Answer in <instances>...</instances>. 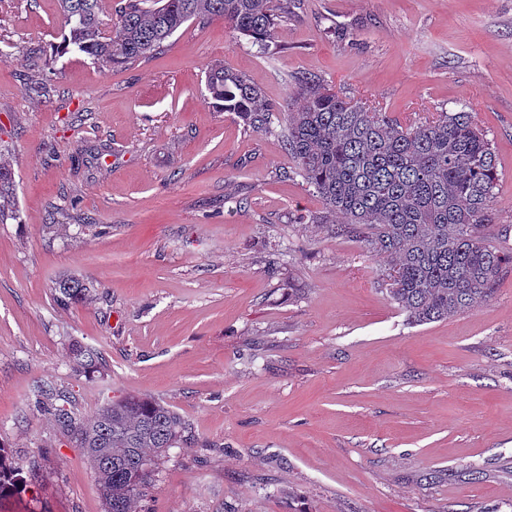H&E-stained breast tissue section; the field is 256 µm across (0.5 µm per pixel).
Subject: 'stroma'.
Here are the masks:
<instances>
[{
    "label": "stroma",
    "instance_id": "1",
    "mask_svg": "<svg viewBox=\"0 0 512 512\" xmlns=\"http://www.w3.org/2000/svg\"><path fill=\"white\" fill-rule=\"evenodd\" d=\"M292 6L269 52L194 20L109 68L60 51L57 0H0L20 217L0 224V444L28 472L0 512H104L40 383L86 415L138 395L190 420L202 449L159 459L142 512H512V269L488 304L411 323L383 262L317 224L278 136L205 86L221 62L276 104L309 72L404 124L474 113L499 172L489 238L512 252V0ZM71 275L97 290L64 310ZM76 343L103 368L78 372Z\"/></svg>",
    "mask_w": 512,
    "mask_h": 512
}]
</instances>
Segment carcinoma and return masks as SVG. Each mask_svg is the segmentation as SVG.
<instances>
[{
    "mask_svg": "<svg viewBox=\"0 0 512 512\" xmlns=\"http://www.w3.org/2000/svg\"><path fill=\"white\" fill-rule=\"evenodd\" d=\"M62 50L71 48L110 68L126 67L163 44L186 23L218 18L261 49L278 22L291 14L288 0H119L110 35L101 27L102 0H58ZM213 108L234 114L254 132L273 130L295 163V174L321 199L324 215H340L331 233L363 244L390 266L391 300L415 323L455 316L490 302L512 253L491 245L495 223L496 156L491 140L469 112H438L410 126L389 113L336 90L319 76L295 77L296 90L273 105L246 75L222 64L205 71ZM14 173L0 161V223L18 218ZM94 284L67 277L56 283L61 308L84 301ZM77 368L94 371L99 350L74 345ZM37 394L50 401L54 422L82 449L97 477L106 512H137L167 449L199 448L190 424L168 404L134 395L114 399L88 416L48 384ZM27 479L10 449L0 444V498L25 491Z\"/></svg>",
    "mask_w": 512,
    "mask_h": 512,
    "instance_id": "carcinoma-1",
    "label": "carcinoma"
}]
</instances>
